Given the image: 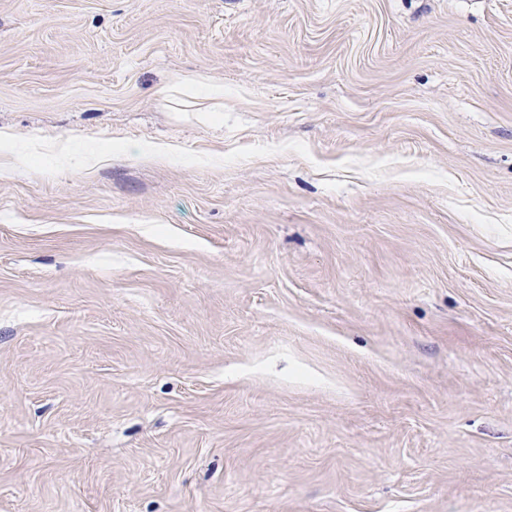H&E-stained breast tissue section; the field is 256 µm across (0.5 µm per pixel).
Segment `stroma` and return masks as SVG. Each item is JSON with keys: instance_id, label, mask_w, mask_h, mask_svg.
Returning a JSON list of instances; mask_svg holds the SVG:
<instances>
[{"instance_id": "35a3bbf8", "label": "stroma", "mask_w": 512, "mask_h": 512, "mask_svg": "<svg viewBox=\"0 0 512 512\" xmlns=\"http://www.w3.org/2000/svg\"><path fill=\"white\" fill-rule=\"evenodd\" d=\"M1 135L0 512H512V0H0Z\"/></svg>"}]
</instances>
